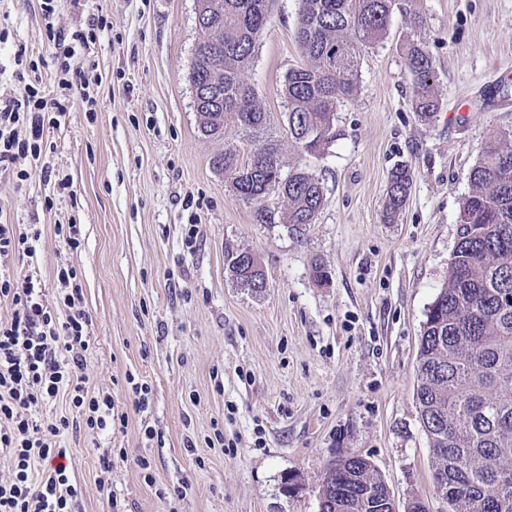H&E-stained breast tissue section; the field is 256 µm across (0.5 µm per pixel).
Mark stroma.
Wrapping results in <instances>:
<instances>
[{"label":"stroma","instance_id":"stroma-1","mask_svg":"<svg viewBox=\"0 0 512 512\" xmlns=\"http://www.w3.org/2000/svg\"><path fill=\"white\" fill-rule=\"evenodd\" d=\"M197 9L198 0H56L47 18L37 0H0L6 68L16 49L44 51L47 24L75 30L98 11L112 23L82 62L104 78L102 111L88 115L74 100L49 132L46 161L70 177L73 198L45 210L50 184L0 172V221L40 227L42 283L58 265L78 270L92 317L84 373L128 414L112 437L75 424L61 437L76 510L111 512L106 481L126 512H319L328 464L359 456L398 512L417 498L448 512L415 396L419 339L448 277L469 172L490 130L512 131V83L502 81L512 75V0H414L413 15L394 12L385 39L363 51L359 90L337 106L333 139L317 155L284 126L283 76L301 60L298 0H271L242 78L271 114L285 166L325 186L315 222L296 232L259 223L211 166L227 147L246 159L256 141L234 127L220 138L199 128L189 81ZM409 37L436 71L439 105L427 120L400 50ZM400 164L413 184L391 221L384 200ZM72 219L75 251L55 234ZM231 249L257 257L263 291L236 283ZM317 261L323 285L311 274ZM133 380L150 388L145 411L132 407ZM110 448L128 459L105 474L98 459Z\"/></svg>","mask_w":512,"mask_h":512}]
</instances>
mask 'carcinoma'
Segmentation results:
<instances>
[{
	"label": "carcinoma",
	"mask_w": 512,
	"mask_h": 512,
	"mask_svg": "<svg viewBox=\"0 0 512 512\" xmlns=\"http://www.w3.org/2000/svg\"><path fill=\"white\" fill-rule=\"evenodd\" d=\"M412 0H298L296 39L304 62L282 82L288 137L304 151L325 150L337 104L359 88L363 50L381 42L395 9ZM269 0H198L196 43L189 78L197 88L201 131L224 135L232 125L254 135L270 113L240 79L252 61L256 38L269 20ZM402 51L413 76L416 110L429 119L438 109L435 69L421 42ZM212 162L239 199L256 207L261 224H273L269 187L281 183L286 223L313 224L324 203L314 174L284 169L269 139L242 163L227 147ZM472 191L457 218L459 232L448 279L426 312L419 341L416 399L431 451L434 486L456 512H512V132L490 137L469 175ZM411 170L392 172L385 208L395 215L412 187ZM226 260L243 286L267 287L249 251ZM388 487L365 458L331 463L323 478L319 512H388Z\"/></svg>",
	"instance_id": "obj_1"
}]
</instances>
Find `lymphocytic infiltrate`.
<instances>
[{
	"label": "lymphocytic infiltrate",
	"instance_id": "lymphocytic-infiltrate-1",
	"mask_svg": "<svg viewBox=\"0 0 512 512\" xmlns=\"http://www.w3.org/2000/svg\"><path fill=\"white\" fill-rule=\"evenodd\" d=\"M111 29L108 17L97 13L87 28L73 32L47 26L46 54L15 52V85L0 95V170L30 179L18 162L40 160L53 150L47 132L73 99H81L88 112L100 111L89 79L71 60ZM49 65L55 75L48 90L41 70ZM40 238L37 225L0 224V304L11 312L0 319V451L11 462L8 476L0 477V512H76L79 490L70 479L69 451L57 445L70 420L39 416L40 408L66 396L96 435H111L114 420L126 418L116 412L111 393L92 389L83 373L92 320L77 269L57 267L56 291L49 297L33 274L9 266L16 255L35 258Z\"/></svg>",
	"mask_w": 512,
	"mask_h": 512
}]
</instances>
